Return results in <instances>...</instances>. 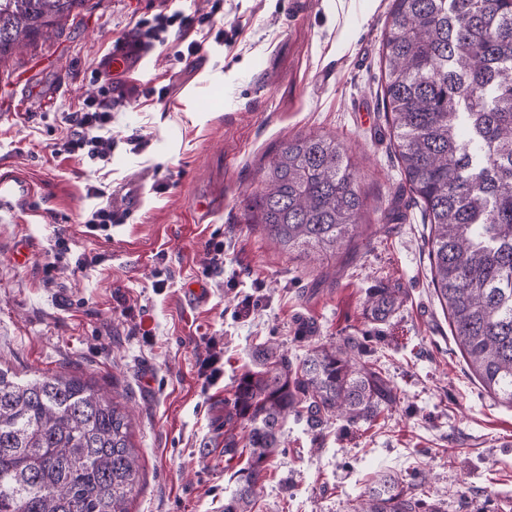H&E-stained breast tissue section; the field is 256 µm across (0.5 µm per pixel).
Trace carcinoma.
I'll return each instance as SVG.
<instances>
[{
	"label": "carcinoma",
	"instance_id": "cac0c4a2",
	"mask_svg": "<svg viewBox=\"0 0 512 512\" xmlns=\"http://www.w3.org/2000/svg\"><path fill=\"white\" fill-rule=\"evenodd\" d=\"M87 0H0V67L60 29ZM383 41L384 98L410 198L431 228L434 290L487 393L512 405V0H393ZM364 199L354 164L325 135L284 143L263 168L249 220L282 250L334 253L352 240ZM403 303L373 288L378 326ZM378 335L347 336L293 362L256 347L224 407V455L244 459L224 512H252L293 417L351 428L397 402L375 360ZM245 428L238 439L234 427ZM126 407L79 375L22 381L0 368V512H129L140 483ZM420 480L377 474L355 512H442Z\"/></svg>",
	"mask_w": 512,
	"mask_h": 512
}]
</instances>
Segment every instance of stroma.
Returning <instances> with one entry per match:
<instances>
[{"label":"stroma","instance_id":"stroma-1","mask_svg":"<svg viewBox=\"0 0 512 512\" xmlns=\"http://www.w3.org/2000/svg\"><path fill=\"white\" fill-rule=\"evenodd\" d=\"M220 30L193 62L151 50L135 101L112 111L109 163L53 154L98 92L116 35L158 10ZM391 0H87L62 30L0 72V179L26 183L0 208V365L19 375H82L133 411L141 481L130 512H224V402L266 341L300 358L371 328L372 288H401L376 356L394 407L357 430L321 435L288 419L256 512H350L375 471L422 473L445 512H512V405L468 368L431 282L429 226L404 189L384 107L382 40ZM347 149L365 198L350 252H284L246 221V199L288 139ZM140 137L132 151L129 137ZM113 192L142 201L108 230L85 221ZM67 251L59 253L57 237ZM224 244L207 274L206 244ZM208 299L194 305L188 289ZM315 328L295 341L299 321ZM221 375L198 371L211 344Z\"/></svg>","mask_w":512,"mask_h":512}]
</instances>
